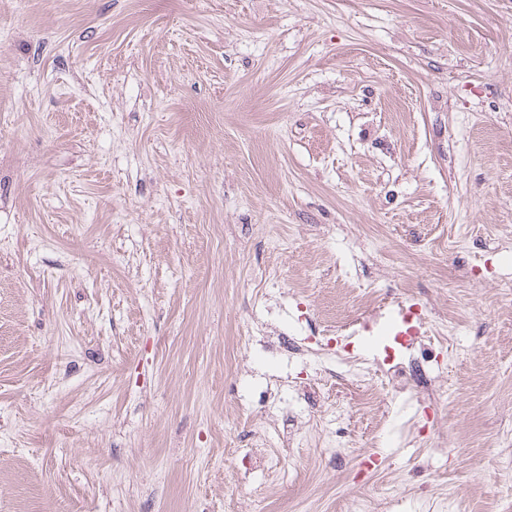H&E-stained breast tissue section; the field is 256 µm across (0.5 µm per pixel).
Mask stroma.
Instances as JSON below:
<instances>
[{"mask_svg": "<svg viewBox=\"0 0 512 512\" xmlns=\"http://www.w3.org/2000/svg\"><path fill=\"white\" fill-rule=\"evenodd\" d=\"M0 20V512H503L469 473L512 456V0ZM398 294L458 320L430 415L367 343Z\"/></svg>", "mask_w": 512, "mask_h": 512, "instance_id": "35a3bbf8", "label": "stroma"}]
</instances>
